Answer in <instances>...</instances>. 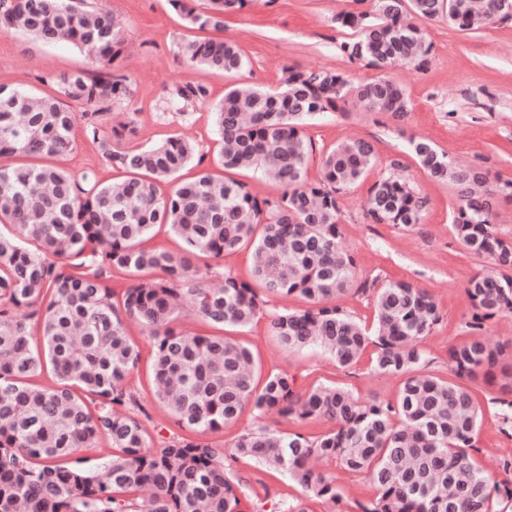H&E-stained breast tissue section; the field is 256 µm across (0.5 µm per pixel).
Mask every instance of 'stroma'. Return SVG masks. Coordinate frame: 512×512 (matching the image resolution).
I'll list each match as a JSON object with an SVG mask.
<instances>
[{
  "mask_svg": "<svg viewBox=\"0 0 512 512\" xmlns=\"http://www.w3.org/2000/svg\"><path fill=\"white\" fill-rule=\"evenodd\" d=\"M108 3L126 27L123 67L133 90L128 106L137 113V143L151 146L178 136L205 156L203 165L192 164L181 171L183 181L194 179L202 167L219 177L224 174L211 107L223 100L229 86L279 90L284 70L291 66L339 70L355 81L376 75L374 69L351 62L340 52V43L353 38L354 32L336 22L339 13L371 10L372 0H251L243 9L225 13L221 35L233 41L245 59L244 66L232 74L185 62L182 44L212 37L213 32L188 25L167 0ZM425 29L431 45L426 66L409 64L390 72L411 103L403 123L349 105L308 119L303 131L316 147L307 170L312 181L322 175L323 155L339 143L362 138L372 144L375 162L342 199L341 244L354 255L359 278L406 280L434 296L441 321L425 345L434 357L431 373L445 380L449 377V347L472 336L467 326L472 311L467 283L475 274L490 269L492 262L472 255L452 236L449 224L459 205L457 193L454 187L435 182L423 172L410 141L428 139L450 158L488 171L491 181L512 180V20L470 32L452 28L446 19L438 18L427 22ZM94 69L86 54L70 46L38 43L16 30L0 28V84L53 95L57 87L45 81V74L90 73ZM186 85L206 88L207 105L180 108L172 91ZM394 160L400 163L395 170L390 167ZM54 163L77 177L88 170L104 182L124 177L81 133L76 136L75 149L55 158ZM392 173L407 180L426 202L423 221L413 228L372 224L364 216L371 185ZM126 330L141 349V361L130 385L158 444L175 426L151 391L152 345L147 331L133 320L127 322ZM231 335L252 349L264 369L295 375L297 387L303 391L320 383L336 384L364 400L393 402L403 385V376L372 371L367 354L356 366L343 368L318 348L285 349L270 334L263 316L245 329L232 330ZM469 388L482 412L476 463L496 476L502 460L512 458V436L504 433L493 402L501 394V382L479 379L470 382ZM318 469L333 478L344 503L351 505L375 494L364 475L332 462L319 463ZM232 470L247 482L254 497L293 502L304 496L300 486L278 472L263 470L252 460L239 459Z\"/></svg>",
  "mask_w": 512,
  "mask_h": 512,
  "instance_id": "stroma-1",
  "label": "stroma"
}]
</instances>
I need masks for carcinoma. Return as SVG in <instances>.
Wrapping results in <instances>:
<instances>
[{
    "label": "carcinoma",
    "mask_w": 512,
    "mask_h": 512,
    "mask_svg": "<svg viewBox=\"0 0 512 512\" xmlns=\"http://www.w3.org/2000/svg\"><path fill=\"white\" fill-rule=\"evenodd\" d=\"M194 0H170L191 25L224 27V12L250 0H210L201 13ZM499 0H374L373 14L342 12L357 38L340 43L350 61L377 71L368 82L300 66L287 69L280 93L234 86L212 106L226 170L251 169L284 187L262 200L247 185L206 170L160 192L159 184L186 165L202 164L195 146L179 137L132 145L137 119L105 131L103 116L131 98L123 71L126 35L104 0H0V27L46 44L78 48L97 66L51 74L58 95L42 96L0 85V156L55 157L76 147V125L102 158L127 174L101 183L47 164L0 167V512H309L299 500L267 506L235 478L228 462L239 457L283 472L309 498L347 512L333 480L307 467L312 457L364 474L376 495L352 512H512V459L496 479L474 465L470 452L480 409L463 380L493 376L503 349L479 337L451 346L448 369L457 381L427 371L423 348L440 320L427 291L404 280H357L352 253L340 248V195L374 160L370 142H343L322 160L310 181L313 143L305 121L335 112L352 98L365 112L402 120L405 90L389 72L399 63L422 67L430 46L423 24L438 17L463 31L497 17ZM187 63L232 72L244 65L238 46L223 38L182 47ZM185 102H206L202 86L178 89ZM76 104L84 109L77 113ZM420 166L436 182L457 190L450 232L472 254L491 259L494 276L468 284V327L480 330L512 312V239L499 235V199L512 200V181L488 186L482 172L455 164L427 139L410 140ZM366 216L373 224L404 229L421 223L424 201L402 178L390 175L369 189ZM167 225L182 241L180 253L147 245L152 229ZM252 249L258 293L232 272L224 255ZM201 256L215 261L202 269ZM127 285L114 300L112 277ZM351 291L372 293L376 324L369 331L333 303ZM191 313L220 329L244 328L267 315L269 331L288 349L317 347L336 363L357 365L374 348L371 369L403 375L396 402L363 401L350 390L319 384L305 392L282 371L261 375L251 349L224 335L177 332L170 323L183 295ZM297 295L309 307L269 309V298ZM148 331L153 349V394L174 423L194 437L173 434L157 449L139 418L129 378L140 360L125 318ZM46 375L50 381L37 382ZM252 428L224 449L207 439L237 422L245 410ZM275 411L288 419L320 418L333 424L310 440L263 423ZM107 450L99 468L64 460L81 450Z\"/></svg>",
    "instance_id": "carcinoma-1"
}]
</instances>
